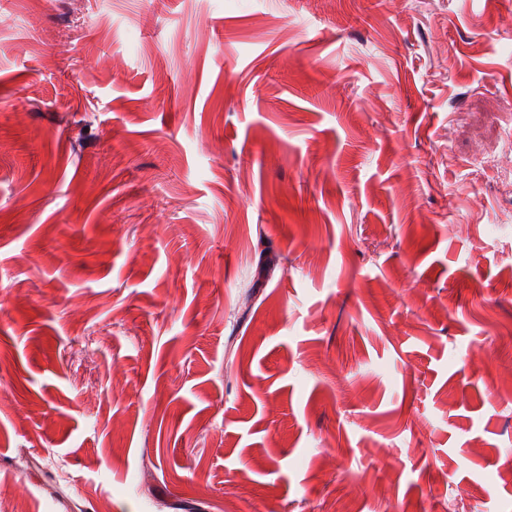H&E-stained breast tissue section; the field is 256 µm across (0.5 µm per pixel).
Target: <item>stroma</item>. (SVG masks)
<instances>
[{
	"label": "stroma",
	"instance_id": "35a3bbf8",
	"mask_svg": "<svg viewBox=\"0 0 512 512\" xmlns=\"http://www.w3.org/2000/svg\"><path fill=\"white\" fill-rule=\"evenodd\" d=\"M0 15V512H512V0Z\"/></svg>",
	"mask_w": 512,
	"mask_h": 512
}]
</instances>
